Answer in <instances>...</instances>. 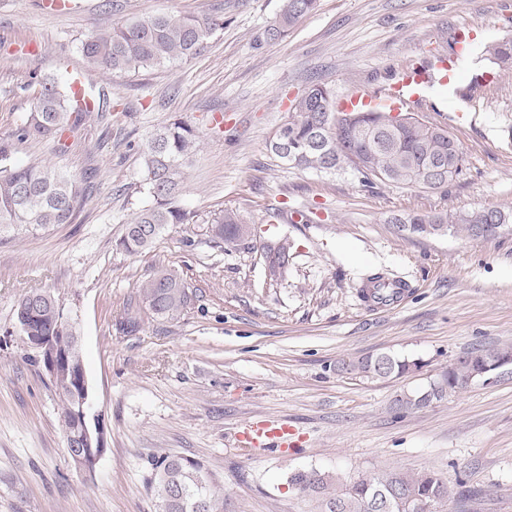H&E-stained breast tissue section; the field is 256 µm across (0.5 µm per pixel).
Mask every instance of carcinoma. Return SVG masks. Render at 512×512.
Listing matches in <instances>:
<instances>
[{
	"mask_svg": "<svg viewBox=\"0 0 512 512\" xmlns=\"http://www.w3.org/2000/svg\"><path fill=\"white\" fill-rule=\"evenodd\" d=\"M318 0H283L279 14L262 32L263 42L279 39L303 17L316 10ZM224 16L199 18L191 15H159L148 19L131 17L122 24L101 29L81 41L80 52L89 64L109 72H139L166 67L202 54L211 39L224 31ZM490 61L502 71H512V37L485 48ZM37 86L33 111L21 125L19 141L56 137L80 125L91 112L103 113L117 106L107 94L87 100L75 90L71 77H42L32 73ZM336 94L332 86L313 81L298 96L288 119L280 125L287 152L271 144V151L285 164L310 169L323 175L338 171L356 174L361 183L371 186L380 181L402 187L436 189L428 183L424 168L435 163L444 169L446 186L465 166V156L444 127L428 123L411 113L409 120L394 129L386 126L389 111L358 112L351 130L336 127ZM197 134L188 124L176 120L158 129L143 154V182L151 203L140 208L127 222L114 249L134 256L152 249L170 224H190L193 213L179 203L183 169L190 161ZM86 179L41 162L19 164L14 159L13 142L0 139V227L24 225L47 229L70 224L85 200ZM512 223V209L483 208L433 216L408 214L395 222L397 231L430 235L440 229L472 239L496 236L498 229ZM246 217L226 210L209 228L210 241L228 248L243 246L249 250L253 237L243 229ZM261 257L271 279L288 268L292 244L286 237L260 244ZM406 283L385 272L367 276L359 290L362 300L385 303L399 294ZM17 302L16 321L28 324L39 336H52L59 349L69 346L70 332L58 324L62 309L46 305L35 318L30 317V296ZM193 292L186 282L163 262L144 275L137 296L125 307L118 330L131 334L139 330L149 316L174 319L186 310ZM512 365V347L476 348L465 352L448 365L424 392L398 396L393 411L420 409L435 401L467 389L481 375L494 368ZM422 362L388 353L367 355L336 362V372L371 379L400 377L418 370ZM288 485L316 503L315 512H424L422 505L441 507L466 495L462 481L458 490L431 472L391 471L366 476L345 484H336L333 476L316 469L296 470ZM147 488L155 501L156 512H223L224 501L213 490L208 471L198 460L163 455L153 464Z\"/></svg>",
	"mask_w": 512,
	"mask_h": 512,
	"instance_id": "cac0c4a2",
	"label": "carcinoma"
}]
</instances>
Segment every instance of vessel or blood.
Here are the masks:
<instances>
[{
  "instance_id": "vessel-or-blood-1",
  "label": "vessel or blood",
  "mask_w": 512,
  "mask_h": 512,
  "mask_svg": "<svg viewBox=\"0 0 512 512\" xmlns=\"http://www.w3.org/2000/svg\"><path fill=\"white\" fill-rule=\"evenodd\" d=\"M447 57L438 56L428 59L424 64L414 67L393 83L378 92L355 93L337 101L336 108L342 112L352 110H379L382 108L402 110L421 104L423 98L420 86L429 82L435 72L448 69ZM294 431L287 423L263 424L249 428L244 433L245 439L252 446L266 448L274 452H284L293 447Z\"/></svg>"
}]
</instances>
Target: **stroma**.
Instances as JSON below:
<instances>
[{
    "instance_id": "1",
    "label": "stroma",
    "mask_w": 512,
    "mask_h": 512,
    "mask_svg": "<svg viewBox=\"0 0 512 512\" xmlns=\"http://www.w3.org/2000/svg\"><path fill=\"white\" fill-rule=\"evenodd\" d=\"M42 2L0 0V138L32 110L35 72L80 75L123 109L90 113L62 140L15 146L18 160L94 178L73 223L0 231V512H155L146 484L165 454L202 462L224 512H309L287 478L312 468L344 482L393 469L452 486L462 478L472 494L451 512H512V372L399 418L390 409L472 347L512 346V224L488 239L392 226L408 213L512 208V73L484 54L512 35V0H319L287 36L262 44L282 0H83L70 14ZM166 14H220L224 30L201 55L136 74L91 67L79 50L127 17ZM460 30L470 34L461 56ZM436 55L456 63L415 112L447 126L464 152L448 187H366L272 154L291 100L312 81L340 97L374 91ZM458 110L468 124L450 122ZM174 119L199 134L180 195L197 220L169 225L152 252L118 253L124 223L149 202L141 151ZM227 209L261 239L289 238L283 278H269L259 252L211 245L207 227ZM159 259L186 280L193 304L178 319L118 333L127 299ZM378 270L405 282L397 303L361 300ZM31 289L78 316L105 427L106 449L87 473L70 466L58 399L23 358L14 309ZM378 353L423 366L386 380L334 369ZM267 418L303 434L297 452L243 448L244 425Z\"/></svg>"
}]
</instances>
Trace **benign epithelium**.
<instances>
[{"label": "benign epithelium", "mask_w": 512, "mask_h": 512, "mask_svg": "<svg viewBox=\"0 0 512 512\" xmlns=\"http://www.w3.org/2000/svg\"><path fill=\"white\" fill-rule=\"evenodd\" d=\"M19 332L26 349L38 360L42 374L49 378L53 385L62 384L59 353L53 337L34 336L27 324L19 327ZM71 391L73 394L71 418L75 423L76 435L66 439L67 457L76 471H90L106 448L104 428L99 423V416H90L93 399L86 374H81L78 387L71 388Z\"/></svg>", "instance_id": "benign-epithelium-1"}]
</instances>
